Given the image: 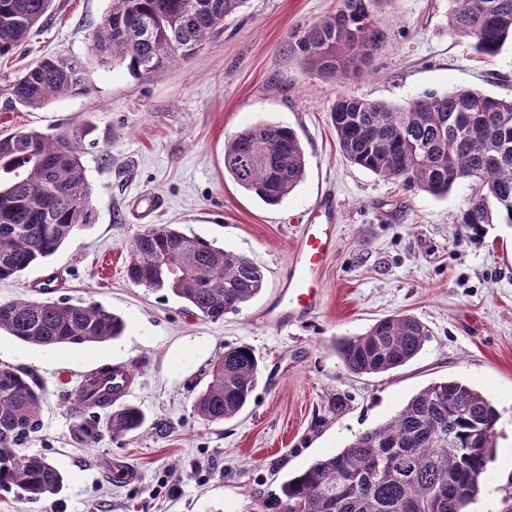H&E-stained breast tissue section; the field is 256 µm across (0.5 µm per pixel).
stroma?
Wrapping results in <instances>:
<instances>
[{
	"mask_svg": "<svg viewBox=\"0 0 512 512\" xmlns=\"http://www.w3.org/2000/svg\"><path fill=\"white\" fill-rule=\"evenodd\" d=\"M339 3L248 0L189 60L136 75L93 49L109 0H54L26 42L0 56V134L76 138L96 214L46 263L0 281V301L38 296L51 275L54 298L100 303L126 323L118 339L87 345L41 348L0 335V363L33 375L46 392L41 424L22 450L65 476L59 495L37 502L0 490V512H265L289 473L447 378L479 390L500 412L494 460L469 506L495 512L501 477L512 471V227L490 224L483 238H470L453 221L469 184L436 197L350 164L329 113L341 93L398 105L455 87L511 98L512 45L482 58L471 41L448 33V0H383L374 9L382 49L362 76L326 78L289 43ZM49 55L81 59L88 81L38 109L12 103L10 85ZM258 122L293 129L305 152L303 182L276 206L224 175L225 139ZM326 194L340 214L318 311L300 325L256 322L299 225ZM153 224L247 257L265 275L262 291L213 322L167 290L133 284L129 246ZM398 313L427 326L420 354L385 374L347 372L337 338ZM228 345L252 348L261 374L242 413L209 424L194 403ZM105 365L133 373L122 402L142 411L137 432L110 436L107 411L73 410L82 380ZM80 423L98 436L80 442Z\"/></svg>",
	"mask_w": 512,
	"mask_h": 512,
	"instance_id": "1",
	"label": "stroma"
}]
</instances>
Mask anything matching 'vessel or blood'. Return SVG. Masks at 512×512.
<instances>
[{
  "instance_id": "1",
  "label": "vessel or blood",
  "mask_w": 512,
  "mask_h": 512,
  "mask_svg": "<svg viewBox=\"0 0 512 512\" xmlns=\"http://www.w3.org/2000/svg\"><path fill=\"white\" fill-rule=\"evenodd\" d=\"M336 212L335 196H322L316 210L320 223L304 225L294 239L292 259L281 278L278 292L257 313L258 322L294 325L319 309L322 273L336 249Z\"/></svg>"
}]
</instances>
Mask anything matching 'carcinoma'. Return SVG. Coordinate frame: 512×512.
Returning <instances> with one entry per match:
<instances>
[{"label": "carcinoma", "mask_w": 512, "mask_h": 512, "mask_svg": "<svg viewBox=\"0 0 512 512\" xmlns=\"http://www.w3.org/2000/svg\"><path fill=\"white\" fill-rule=\"evenodd\" d=\"M104 26L93 37L100 57L136 75L189 59L247 0H109ZM381 0H342L337 11L294 36L292 48L318 75L347 79L363 73L386 33L373 15ZM52 0H0V56L22 45ZM446 28L497 56L512 41V0H448ZM86 81L74 57H45L10 88L11 100L46 106ZM330 119L350 163L433 196L470 182L475 194L455 216L474 234L487 224L512 226V99L452 88L426 93L402 107L349 93L336 96ZM305 154L293 130L275 123L243 127L224 142V171L268 205H278L303 180ZM0 281L13 279L54 254L77 230L94 223L92 187L80 145L36 130L0 136ZM126 276L138 286L166 289L197 314L221 320L257 296L262 270L248 258L169 225H154L130 245ZM38 298L0 302V333L36 347L103 343L125 330L124 320L92 302ZM428 330L411 315L377 321L364 334L343 337L336 353L356 375L381 374L412 361ZM104 366L84 379L75 410L109 408L119 393ZM259 360L245 345L228 346L194 409L223 422L249 404ZM45 395L29 374L0 366V489L29 501L59 494L64 477L41 456L20 452L38 428ZM499 412L479 391L456 379L434 382L411 396L390 420L355 437L335 454L288 476L264 504L273 512H467L494 458ZM135 406L111 412L113 436L139 430ZM495 512H512V471Z\"/></svg>", "instance_id": "obj_1"}]
</instances>
